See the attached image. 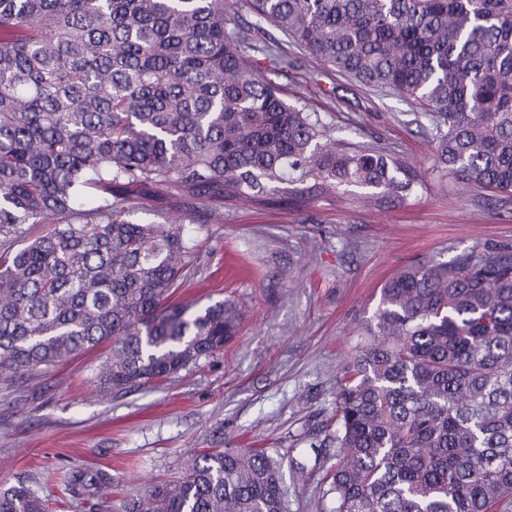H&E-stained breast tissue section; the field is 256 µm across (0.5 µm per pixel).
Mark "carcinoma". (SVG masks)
Here are the masks:
<instances>
[{
    "label": "carcinoma",
    "instance_id": "1",
    "mask_svg": "<svg viewBox=\"0 0 512 512\" xmlns=\"http://www.w3.org/2000/svg\"><path fill=\"white\" fill-rule=\"evenodd\" d=\"M323 64L429 112L437 162L512 192V0H247ZM227 28L224 0H0V375L47 373L102 344L104 396L156 387L237 333L236 306L172 299L182 224L127 204L173 199L303 209L403 203L421 174L347 146L288 104ZM38 224L52 229L33 236ZM323 437L318 512H512V247L413 260L381 288ZM37 482L0 512H46ZM111 476L78 469L99 512ZM122 512H288L283 456L210 448ZM172 202H164L159 203V208L163 209V216H160V212L162 210H159L157 213H148L143 210H141L140 204H132V209L130 210L129 215H127V218L129 220H132L133 222L138 223H155V224H178L175 223V220L177 219L179 212H176L170 207H172ZM135 206V207H134Z\"/></svg>",
    "mask_w": 512,
    "mask_h": 512
}]
</instances>
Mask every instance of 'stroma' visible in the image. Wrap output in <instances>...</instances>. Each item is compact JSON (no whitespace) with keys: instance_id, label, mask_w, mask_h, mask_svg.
Masks as SVG:
<instances>
[{"instance_id":"obj_1","label":"stroma","mask_w":512,"mask_h":512,"mask_svg":"<svg viewBox=\"0 0 512 512\" xmlns=\"http://www.w3.org/2000/svg\"><path fill=\"white\" fill-rule=\"evenodd\" d=\"M277 41L289 67L264 60L259 71L285 100L403 153L421 186L404 203L369 210L328 199L302 211L239 205L225 208L223 223L190 225L193 268L178 295L201 306L233 300L234 339L162 385L122 396L98 391L103 347L0 388V488L36 476L48 512H84L67 475L100 468L112 475L116 512L129 493L179 478L187 457L207 448L303 457L386 280L417 258L512 246V195L466 187L438 165L419 105L350 80L285 36ZM321 477L318 467L302 482L285 472L288 512H317Z\"/></svg>"}]
</instances>
